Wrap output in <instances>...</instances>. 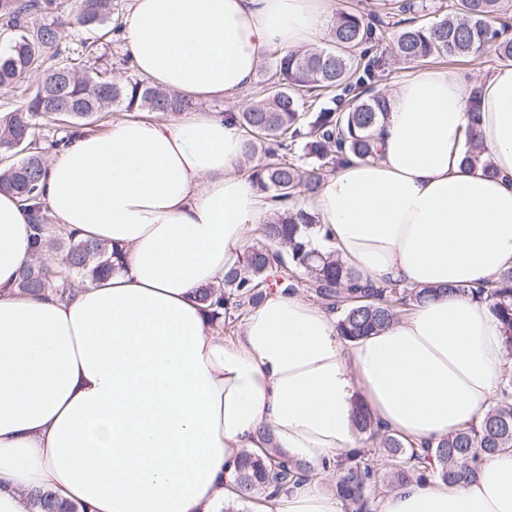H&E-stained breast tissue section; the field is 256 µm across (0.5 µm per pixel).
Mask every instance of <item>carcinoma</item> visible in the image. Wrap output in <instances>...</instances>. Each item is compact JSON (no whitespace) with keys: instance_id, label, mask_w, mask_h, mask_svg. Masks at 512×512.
Instances as JSON below:
<instances>
[{"instance_id":"carcinoma-1","label":"carcinoma","mask_w":512,"mask_h":512,"mask_svg":"<svg viewBox=\"0 0 512 512\" xmlns=\"http://www.w3.org/2000/svg\"><path fill=\"white\" fill-rule=\"evenodd\" d=\"M500 2L452 0L442 20L426 24L417 14L437 5L400 0L399 12L406 19L394 30L344 11L336 18L331 47L279 55L275 69L260 81L257 96L236 115L244 130L243 159L264 156L249 170L259 191L282 201L313 195L340 165L375 158L376 132L389 111L387 96L375 89L387 65L379 52L381 45L388 44L392 56L407 63L468 57L488 47L494 48L499 60L512 62V39L502 37L505 25H495ZM0 24L14 34L12 43L0 50V86L39 68L46 51L60 54L69 27L98 32L103 38L117 32L111 27L112 0H81L74 13L66 11L63 0H0ZM65 68L76 78L61 80L60 70ZM114 106L126 112L165 114L194 108L188 98L146 78L119 81L95 67L81 69L70 62L47 68L37 90L0 118V153H22L20 161L0 170V193L15 194L25 202L35 253V260L18 271L17 291L68 303L86 281L108 276L114 260L120 258L117 248L50 227L40 202L47 159L34 136L38 121L52 119L58 112L78 133ZM484 153L479 134L471 132L464 162L468 166L481 162L492 174V165L482 161ZM316 228L315 216L290 209L258 225L252 242L224 274L222 286L196 291L210 324L235 321L276 288L294 291L303 285L336 314L338 336L353 344L398 320L408 306L454 294L490 304L504 345L512 353V266L473 286L377 284L361 280L335 253L311 247ZM300 272L306 275L302 282ZM354 425L362 442L372 447L344 455V463L337 465L335 492L347 512H371L378 492L373 465L377 449L392 460L386 486L398 489L433 478L443 483L474 481L480 456L512 448V378L479 423L423 450L402 435L382 430L362 401L354 406ZM311 475L310 467L274 447L251 448L237 460L234 494L244 501L259 496L272 501ZM34 506L39 512H88V507L63 502L49 492L34 495Z\"/></svg>"}]
</instances>
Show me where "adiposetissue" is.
I'll return each instance as SVG.
<instances>
[{
  "label": "adipose tissue",
  "mask_w": 512,
  "mask_h": 512,
  "mask_svg": "<svg viewBox=\"0 0 512 512\" xmlns=\"http://www.w3.org/2000/svg\"><path fill=\"white\" fill-rule=\"evenodd\" d=\"M330 3L131 0L134 68L199 108L120 119L54 153L43 189L54 223L123 251L72 301L14 291L31 231L23 204L0 193V512H33L38 490L91 512H222L263 428L316 468L356 448V395L418 447L496 400L505 348L488 304L432 299L347 350L335 317L299 294L268 293L233 341L195 297L273 212L239 169L234 117L207 105L243 101L269 48L318 41ZM474 130L494 174L464 163ZM378 146L300 197L319 242L377 282L472 285L512 265V66L468 82L411 73ZM264 512L340 510L310 481ZM378 512H512V448L484 457L477 481L405 486Z\"/></svg>",
  "instance_id": "1"
}]
</instances>
